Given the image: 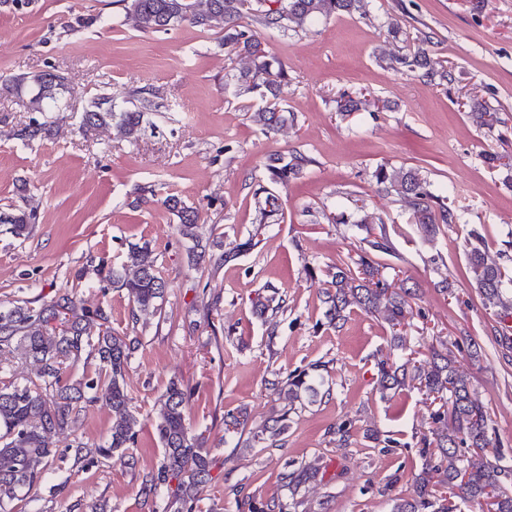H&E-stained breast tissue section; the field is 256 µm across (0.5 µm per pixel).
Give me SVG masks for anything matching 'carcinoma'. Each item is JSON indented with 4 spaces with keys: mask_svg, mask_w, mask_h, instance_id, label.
Returning <instances> with one entry per match:
<instances>
[{
    "mask_svg": "<svg viewBox=\"0 0 512 512\" xmlns=\"http://www.w3.org/2000/svg\"><path fill=\"white\" fill-rule=\"evenodd\" d=\"M126 16L142 32H167L182 24L202 29L224 30L218 47L226 51L244 52L254 58V67L237 76V82L246 93L266 90L275 94L277 83L284 78L282 64L271 57L252 24L265 29L286 31L289 27L306 25L334 15L366 11L368 0H120ZM397 71L424 70V76L433 81H447L450 75L430 68L425 50L399 56L391 60ZM52 78L45 79V71L38 70L19 75L0 74V84L17 92L28 87L35 90L30 108L41 114L18 133V139L29 142L50 137L54 121L46 113L59 112L62 103L58 97L67 88V77L50 66ZM372 105L366 96L343 94L336 100L337 110L357 112ZM154 101L142 95L132 109H117L112 97L100 93L94 97L81 115V126L86 128L114 124L131 141L138 139L144 116L152 111ZM253 121L264 133L274 131L286 121L284 110L277 103H269L253 114ZM310 160L301 153L289 156L275 154L269 157L265 170L269 180L288 184L305 174ZM376 184L385 192H395L407 204L414 223L433 237L440 225L453 224L458 217L448 210L444 199L430 190V183L413 168L380 167L375 171ZM163 204L179 217V234L192 242L188 258L192 266L206 262V248L202 246V228L198 213L178 197L169 195ZM36 212L11 208L0 211V224L10 225L16 238L29 234L36 222ZM476 244L467 254V265L472 285L485 306L499 308L503 315L512 313V274L503 266L488 260L484 238L474 234ZM255 246L254 237L235 244L221 255L225 262L233 261ZM147 250L137 244L127 252L119 267L100 262L93 273L114 288L126 291L134 307L146 311L158 310L167 288V282L157 267L143 258ZM387 266L368 253L358 257L354 264L335 266L330 289L324 291L321 302L325 308L327 325L341 328L354 309L369 313H383L393 329L396 346L403 345L404 333L410 326L412 314L410 299L413 292L392 288L385 275ZM109 317L100 307L88 308L72 292H57L38 306L31 302L0 307V512H15V501L24 497L42 478L58 456L54 438L66 431L76 433L81 412L99 401H104L118 413L112 421L109 438L103 445L85 450L84 443L74 438L75 463L88 467L99 460H108L115 454H125L137 439V418L129 411L131 397L126 388L125 372L138 348L134 337L121 336L108 326ZM22 351L25 359L37 366V381L21 383L13 378L15 352ZM98 361L94 373L68 379L65 371L82 357ZM377 386L381 398L402 387H413L423 392L435 409L431 412L430 436L423 437L420 451L424 462L414 478V493L409 497L391 498L390 512H463L468 503L484 504L488 512H512V494L506 485L512 482V468L497 463H476L473 458L489 448L497 447L490 432L487 410L473 398L471 382L458 367L452 355L432 352V360H405L385 357L377 360ZM305 371L293 372L284 381L267 382L269 389L288 400V408L270 417L252 432L257 443L277 445L290 428V414L296 404L313 403L320 396H331V389L319 391L307 380ZM189 390L172 379L161 394L160 411L154 429L162 446V454L142 478L141 493L154 495L166 488L170 505L176 512H195L202 488L208 483L212 465L211 447L201 433H195L186 423L185 407ZM242 512H291V504L281 501H257L252 497L241 500Z\"/></svg>",
    "mask_w": 512,
    "mask_h": 512,
    "instance_id": "carcinoma-1",
    "label": "carcinoma"
}]
</instances>
